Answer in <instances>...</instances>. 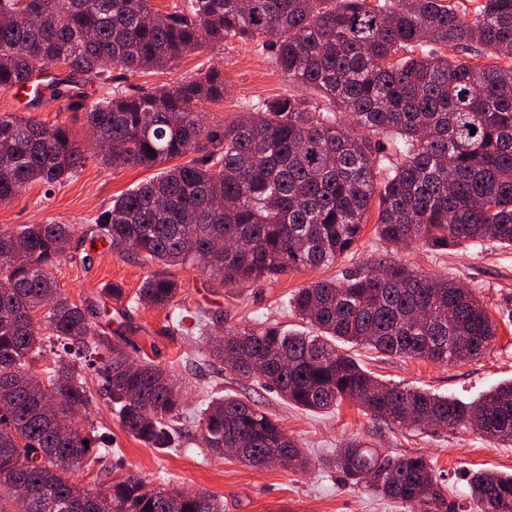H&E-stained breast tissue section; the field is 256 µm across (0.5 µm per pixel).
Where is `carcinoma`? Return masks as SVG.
I'll return each mask as SVG.
<instances>
[{
    "instance_id": "cac0c4a2",
    "label": "carcinoma",
    "mask_w": 512,
    "mask_h": 512,
    "mask_svg": "<svg viewBox=\"0 0 512 512\" xmlns=\"http://www.w3.org/2000/svg\"><path fill=\"white\" fill-rule=\"evenodd\" d=\"M468 2L470 10L455 0H185L162 12L151 0H0V89L68 101L105 166L159 168L113 198L83 236L153 267L133 303L169 310L181 332L170 268L189 266L232 288L328 266L358 243L374 200L375 234L387 246H512V0ZM229 40L273 49L277 68L313 98L264 100L216 129L203 124L199 105L224 100L217 68L175 88L124 84L127 74ZM448 46L457 55L445 54ZM58 66L65 75L34 84ZM83 76L100 84L89 107ZM83 160L67 125L0 113V204L33 183L70 181ZM81 229L0 228V485L15 488L0 492V512H224L208 492L150 488L133 475L112 481L101 499L71 482L112 453L88 421L95 399L84 369L98 371L122 426L149 448L180 445L185 408L171 371L129 360L96 331L90 307L62 291L53 268ZM216 240L232 248L216 254ZM287 304L312 332L256 325L217 335L203 311L194 327L202 353L241 377L261 371L296 407L354 400L394 427L470 428L512 444V381L465 402L388 384L336 348L441 364L479 357L496 324L471 289L368 266L350 279L311 282ZM46 341L60 353L40 377L33 366ZM194 441L213 454L239 448L236 458L253 467H307L268 412L234 395L200 407ZM329 464L411 512L446 504L445 483L421 455L390 458L350 440ZM470 485L472 512H512L511 474L477 471Z\"/></svg>"
}]
</instances>
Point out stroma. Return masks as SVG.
I'll return each mask as SVG.
<instances>
[{
  "label": "stroma",
  "instance_id": "1",
  "mask_svg": "<svg viewBox=\"0 0 512 512\" xmlns=\"http://www.w3.org/2000/svg\"><path fill=\"white\" fill-rule=\"evenodd\" d=\"M270 56V49L230 40L190 53L172 67L130 75L127 81L149 90L173 87L211 66L221 67L227 87L224 99L201 107L206 123L219 127L257 102L291 92L287 77L272 65ZM0 112L28 113L50 124H67L82 144L85 156L77 176L65 185L47 191L34 184L8 205L0 206V227L46 220L92 223L113 197L154 174L153 169L145 167L113 169L102 165L94 154L81 114L71 111L67 101L33 104L20 98L16 91H0ZM376 217V210H369L356 248L326 267L302 269L234 288L224 287L189 267L173 268L172 273L181 284L176 301L181 307L220 316L225 327L250 326L266 319L302 332L305 324L285 307L294 290L314 280L346 278L367 265L401 264L419 272L447 276L473 288L498 324L490 352L472 361L448 365L387 356L358 346L350 348V355L385 381L465 401L499 382L512 380V320L507 317L512 311V246L486 243L443 252L416 244L397 251L378 241L374 231ZM91 259L92 265L86 269L69 257H61L53 272L68 298L79 304L102 288H123V298L106 300L103 314L95 318L103 335L121 345L130 359H146L171 369L188 407H196L212 390L259 402L298 440L308 465L257 468L229 455L209 453L195 445L191 438L194 427L189 421L183 425L186 438L179 447H146L125 431L112 411L102 377L88 370L84 373L85 382L97 400L93 420L107 437L112 453L106 465L95 464L75 472L73 479L79 486L100 489L113 479L136 474L153 487L174 486L216 494L224 503V512H408L405 506L376 497L342 472L323 466V458L352 438L363 439L389 456L423 454L448 487L446 512H462L467 506L472 473L481 469L512 473V446L503 447L470 430L413 433L386 426L350 402L329 412H309L288 405L274 390L240 378L218 362L205 360L200 342L169 331L166 310L132 305V297L149 272L137 256L101 247L92 252Z\"/></svg>",
  "mask_w": 512,
  "mask_h": 512
}]
</instances>
